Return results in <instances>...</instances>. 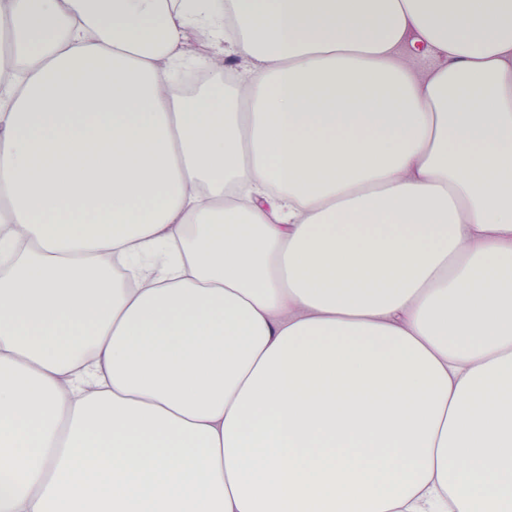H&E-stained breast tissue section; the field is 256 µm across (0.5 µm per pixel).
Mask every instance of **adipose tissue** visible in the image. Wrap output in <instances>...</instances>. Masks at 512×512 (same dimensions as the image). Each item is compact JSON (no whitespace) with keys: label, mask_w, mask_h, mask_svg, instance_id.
Returning a JSON list of instances; mask_svg holds the SVG:
<instances>
[{"label":"adipose tissue","mask_w":512,"mask_h":512,"mask_svg":"<svg viewBox=\"0 0 512 512\" xmlns=\"http://www.w3.org/2000/svg\"><path fill=\"white\" fill-rule=\"evenodd\" d=\"M0 42V512H512V0Z\"/></svg>","instance_id":"ef3b65f1"}]
</instances>
